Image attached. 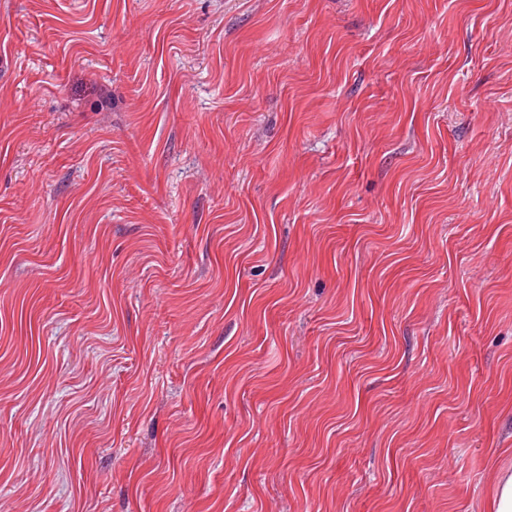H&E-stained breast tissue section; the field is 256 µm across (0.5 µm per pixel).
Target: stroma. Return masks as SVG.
Listing matches in <instances>:
<instances>
[{"label": "stroma", "instance_id": "stroma-1", "mask_svg": "<svg viewBox=\"0 0 512 512\" xmlns=\"http://www.w3.org/2000/svg\"><path fill=\"white\" fill-rule=\"evenodd\" d=\"M505 471L512 0H0V512Z\"/></svg>", "mask_w": 512, "mask_h": 512}]
</instances>
